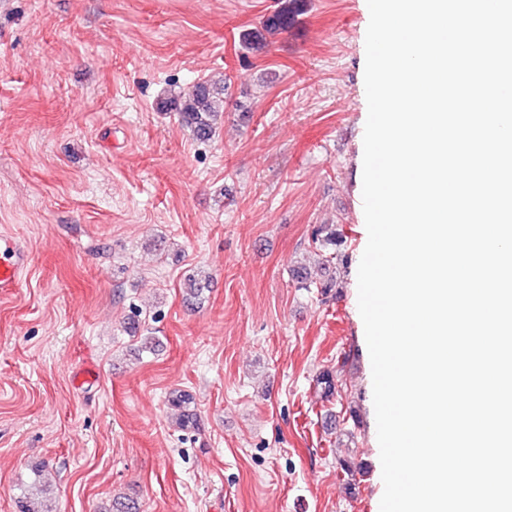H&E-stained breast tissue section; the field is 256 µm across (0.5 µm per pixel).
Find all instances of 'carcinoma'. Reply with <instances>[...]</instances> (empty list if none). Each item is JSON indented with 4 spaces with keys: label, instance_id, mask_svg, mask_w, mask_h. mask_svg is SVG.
Instances as JSON below:
<instances>
[{
    "label": "carcinoma",
    "instance_id": "1",
    "mask_svg": "<svg viewBox=\"0 0 512 512\" xmlns=\"http://www.w3.org/2000/svg\"><path fill=\"white\" fill-rule=\"evenodd\" d=\"M298 8L297 0H288L274 15L262 22L261 28L245 33L244 40L255 49L265 47L264 33L280 30L285 20L293 16ZM159 110L176 113L179 121L190 130L193 139L208 142L214 138L217 120L224 111V87H217L208 80L200 81L187 93H170L162 98ZM311 241L315 248L323 250L338 242L346 243V238L343 235L336 236L332 225L320 224L313 228ZM168 402L180 410L182 427L189 428L197 424L195 407L186 394L175 390L169 394Z\"/></svg>",
    "mask_w": 512,
    "mask_h": 512
}]
</instances>
